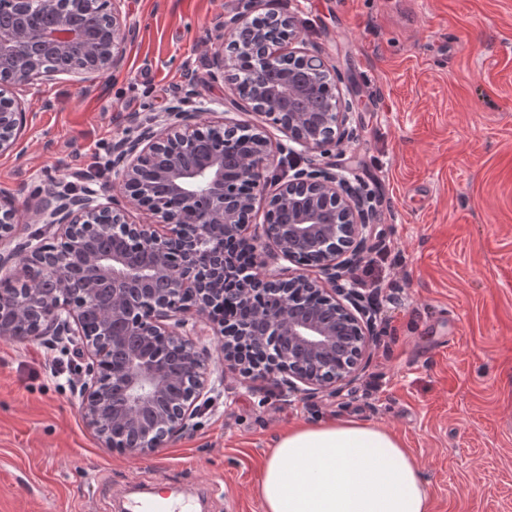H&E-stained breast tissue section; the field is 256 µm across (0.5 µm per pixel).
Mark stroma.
Masks as SVG:
<instances>
[{
    "label": "stroma",
    "instance_id": "obj_1",
    "mask_svg": "<svg viewBox=\"0 0 512 512\" xmlns=\"http://www.w3.org/2000/svg\"><path fill=\"white\" fill-rule=\"evenodd\" d=\"M238 0H126L139 25L125 64L92 90L75 79L19 92L32 120L0 154V194L110 181L97 171L133 118L210 78L218 24ZM291 18L353 109L352 142L326 158L373 189L383 266L396 287L386 334L352 395L287 402L268 382L227 376L197 428L153 455L100 446L73 391L75 349L0 338V512H113L101 480L171 476L208 486L204 512H261L264 455L288 426L354 417L391 428L428 484L430 512H512V0H260Z\"/></svg>",
    "mask_w": 512,
    "mask_h": 512
}]
</instances>
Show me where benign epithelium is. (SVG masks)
<instances>
[{"label": "benign epithelium", "instance_id": "benign-epithelium-1", "mask_svg": "<svg viewBox=\"0 0 512 512\" xmlns=\"http://www.w3.org/2000/svg\"><path fill=\"white\" fill-rule=\"evenodd\" d=\"M219 23L225 40L211 77L231 86L240 108L260 112L286 140L224 111V100L187 84L162 112L132 122L112 143V182L42 190L19 240L21 206L0 194V336L20 343L76 346L79 409L101 447L114 448L112 423L155 453L192 431L213 404L210 337L224 372L269 381L288 402L327 392L341 397L365 371L381 340L383 289L351 276L382 234L370 223L373 200L351 173L331 164L300 168L353 138L350 103L323 60L293 47L292 20L271 15L277 34L255 25L253 0ZM0 0L10 28L0 32V153L28 127L14 90L67 75L84 82L121 68L138 32L125 0ZM247 73L252 95L240 93ZM263 202V223L252 222ZM151 221L130 220L133 209ZM320 275L286 277L279 262ZM101 305L96 332L86 309ZM38 314L30 336L11 320ZM122 367L105 386L101 369L115 352Z\"/></svg>", "mask_w": 512, "mask_h": 512}]
</instances>
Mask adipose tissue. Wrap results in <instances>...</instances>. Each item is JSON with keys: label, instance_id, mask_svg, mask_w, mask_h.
<instances>
[{"label": "adipose tissue", "instance_id": "1", "mask_svg": "<svg viewBox=\"0 0 512 512\" xmlns=\"http://www.w3.org/2000/svg\"><path fill=\"white\" fill-rule=\"evenodd\" d=\"M255 491L262 512H430L410 449L390 429L356 418L286 429Z\"/></svg>", "mask_w": 512, "mask_h": 512}]
</instances>
